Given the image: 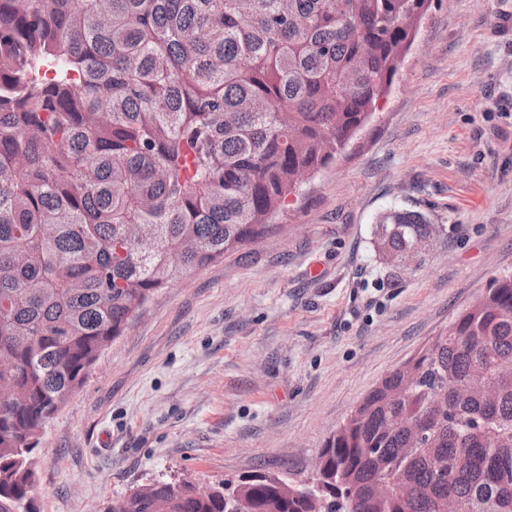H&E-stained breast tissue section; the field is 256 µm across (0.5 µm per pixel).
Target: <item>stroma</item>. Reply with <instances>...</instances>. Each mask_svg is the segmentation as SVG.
Segmentation results:
<instances>
[{
  "label": "stroma",
  "instance_id": "obj_1",
  "mask_svg": "<svg viewBox=\"0 0 512 512\" xmlns=\"http://www.w3.org/2000/svg\"><path fill=\"white\" fill-rule=\"evenodd\" d=\"M394 209L438 227L394 271ZM512 272V0H431L391 88L265 236L181 275L48 420L36 512L156 480L306 479L325 439L490 278Z\"/></svg>",
  "mask_w": 512,
  "mask_h": 512
}]
</instances>
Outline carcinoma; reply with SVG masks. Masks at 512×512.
Returning <instances> with one entry per match:
<instances>
[{
    "mask_svg": "<svg viewBox=\"0 0 512 512\" xmlns=\"http://www.w3.org/2000/svg\"><path fill=\"white\" fill-rule=\"evenodd\" d=\"M429 0H0V512H33L38 435L132 314L264 236L393 82ZM155 250L140 252L126 225ZM436 225L394 210L401 269ZM493 382L496 393L486 397ZM321 492L266 474L249 512H512V274L389 372L324 442ZM110 512H240L159 480Z\"/></svg>",
    "mask_w": 512,
    "mask_h": 512,
    "instance_id": "1",
    "label": "carcinoma"
}]
</instances>
